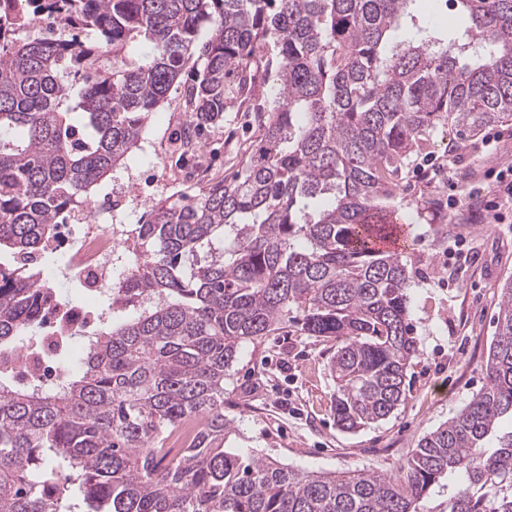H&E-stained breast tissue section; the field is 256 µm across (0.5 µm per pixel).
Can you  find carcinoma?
Instances as JSON below:
<instances>
[{
  "label": "carcinoma",
  "mask_w": 512,
  "mask_h": 512,
  "mask_svg": "<svg viewBox=\"0 0 512 512\" xmlns=\"http://www.w3.org/2000/svg\"><path fill=\"white\" fill-rule=\"evenodd\" d=\"M420 0H0V352L61 300L44 243L136 147L188 63L193 133L251 91L273 43L276 105L231 180L154 205L62 384L0 371V512H512V278L487 381L426 434L406 480L294 469L226 447L224 375L242 344L288 323L336 342L332 412L347 431L403 401L418 355L410 274L381 246L390 177L440 126L512 116V0H452L438 37ZM41 20L40 36L24 35ZM210 36L199 39L203 26ZM94 30L98 43L82 34ZM152 45L139 63L131 47ZM196 419L191 442L164 434ZM445 507L424 509L441 480Z\"/></svg>",
  "instance_id": "obj_1"
}]
</instances>
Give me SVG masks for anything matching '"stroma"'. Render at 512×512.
Segmentation results:
<instances>
[{
	"instance_id": "stroma-1",
	"label": "stroma",
	"mask_w": 512,
	"mask_h": 512,
	"mask_svg": "<svg viewBox=\"0 0 512 512\" xmlns=\"http://www.w3.org/2000/svg\"><path fill=\"white\" fill-rule=\"evenodd\" d=\"M193 77L185 68L126 163L95 186L94 212H72L73 233H83L90 217L142 223L151 205L232 176L253 151L256 113L274 99L265 58L251 66V97L203 130L199 150L183 160L177 137L189 114L182 92ZM488 134L498 135L496 148L485 146ZM509 164L512 118L472 137L439 127L395 177L390 205L407 238L401 259L411 276L409 324L419 349L397 409L363 429L341 430L331 412L333 343L293 330L262 336L241 347L224 377L229 447L295 469L405 479L412 448L486 382L501 287L512 278V202L498 200L493 173ZM487 203L496 205L498 219L484 211Z\"/></svg>"
}]
</instances>
